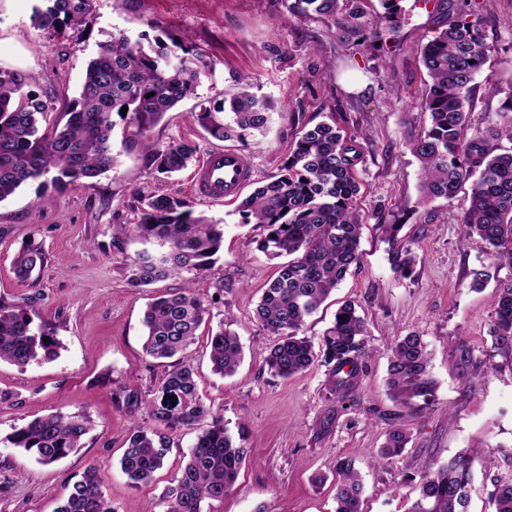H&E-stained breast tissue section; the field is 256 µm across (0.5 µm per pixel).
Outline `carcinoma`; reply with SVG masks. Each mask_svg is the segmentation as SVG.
<instances>
[{"mask_svg": "<svg viewBox=\"0 0 512 512\" xmlns=\"http://www.w3.org/2000/svg\"><path fill=\"white\" fill-rule=\"evenodd\" d=\"M379 2L382 11L372 14L363 0H298L303 12L325 19L340 41L357 46L370 39L388 51L397 46L402 0ZM423 2L432 5L439 27L419 48L427 75L422 108L429 125L410 141V150L420 164L422 200L449 203L471 183L469 206L460 218L462 238L476 236L488 254L512 263V152L498 153L491 144L503 138L512 142V118L486 131L471 130L468 119L475 78L488 58L480 0ZM92 3L39 0L32 26L50 35L66 30L79 34ZM204 67L202 55L184 42L168 45L157 39L146 47L114 34L99 45L88 64L64 126L55 124L44 132L39 120L48 115L47 102L25 90L22 73L0 70V201L30 182L57 187L107 172L116 164L109 146L113 115L142 132L196 94ZM251 88L249 78H240L237 88L224 93L221 105L198 112L200 126L220 141L242 138L247 132L266 134L273 122L272 105L257 98ZM194 152L184 142L151 148L149 163L160 173L173 175L188 167ZM362 161L356 136H343L330 116L303 126L282 173L260 181L238 205L243 223L265 228L261 251L269 257H288L267 282L255 310L262 329L278 337L266 358L268 369L290 378L320 357L330 367V391L341 401L351 397L365 369L364 319L354 304H342L323 335L320 355L301 332L307 318L358 261L362 225L353 210L359 192L354 169ZM399 231L397 224L385 225L388 261L394 272L407 276L415 255L398 239ZM134 232L145 245L130 263V279L137 286L210 270L224 240L222 225L193 215L183 198L166 194L143 198ZM44 261L40 246L30 243L14 261L15 274L26 281ZM494 312L493 346L512 350V285L499 289ZM208 314L205 299L190 286L158 297L144 314L146 355L156 360L175 357L177 362L147 403L155 427L135 426L126 439L120 468L131 486L151 482L164 466L170 432L197 431L180 476L160 497L163 512H202L203 502L224 499L248 459L249 449L235 443L223 419L198 394L187 349ZM58 348L54 331L45 324L34 326L26 307L0 302V362L23 369L56 357ZM241 360L238 335L229 322L219 321L210 341L213 372L231 375ZM387 373V390L396 405L411 417L423 415L437 383L421 336L408 333L397 338ZM90 430L85 414L58 412L26 422L7 441L49 466L82 447ZM407 443L398 418L391 419L382 457L400 455ZM487 460L486 450L474 448L443 463L428 462L420 475L419 495L408 512H466L475 467ZM362 493L360 475L351 461L338 462L335 512H361ZM488 497L494 512H512V479L493 480ZM57 512H115L94 466L72 484Z\"/></svg>", "mask_w": 512, "mask_h": 512, "instance_id": "cac0c4a2", "label": "carcinoma"}]
</instances>
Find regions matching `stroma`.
<instances>
[{
    "instance_id": "stroma-1",
    "label": "stroma",
    "mask_w": 512,
    "mask_h": 512,
    "mask_svg": "<svg viewBox=\"0 0 512 512\" xmlns=\"http://www.w3.org/2000/svg\"><path fill=\"white\" fill-rule=\"evenodd\" d=\"M294 3L94 0L82 34L48 37L31 24L38 0H0V70L25 75L28 89L48 100L51 124L65 122L88 62L112 34L188 41L206 62L196 96L142 136L127 140L123 124H116L113 169L53 192L49 204L35 182L0 202V300L27 306L61 343L53 360L23 369L0 364V512H56L91 464L116 512H160L162 493L181 473L196 440L192 429L172 433L165 464L151 483L130 486L120 470L130 428L153 424L146 403L169 369L168 361L143 351L144 312L156 295L187 282L182 275L143 287L130 282L129 263L141 248L131 227L148 194L182 197L194 214L224 227L217 262L193 282L210 301L211 316L188 353L200 395L250 457L234 489L223 500L204 502V512H334L342 459L352 460L361 476L362 512H408L423 466L471 448L492 455L475 471L468 510L492 512L486 492L493 479L512 477V350L495 349L490 333L493 298L512 283V263L491 258L478 238L462 240L458 218L468 206L467 191L449 203L421 200L419 165L410 152L427 123L417 49L433 36L436 17L422 0H403L400 44L385 55L370 42L341 44ZM482 5L490 51L475 80L470 122L485 128L502 125V106L512 96V0ZM242 76L251 77L255 93L280 113L266 135L228 143L246 156L255 179L279 175L304 124L328 112L350 115L364 147L365 160L356 167L359 261L303 328L320 343L345 301L364 318L367 367L345 403L331 396L322 363L288 379L266 365L276 338L253 312L277 262L258 249L263 228L243 223L235 200L196 195L190 170L169 176L149 165V144L189 143L198 161L218 148L197 114L219 105ZM388 224L400 225L399 239L416 256L411 276L389 264ZM31 240L41 244L46 263L23 282L13 263ZM476 269L488 273L480 288L472 285ZM227 317L243 360L223 377L212 370L209 341ZM411 332L427 345L438 390L423 416L403 418L409 442L387 461L380 450L397 411L386 392L388 359L395 340ZM122 390L138 392L143 406L127 411L115 400ZM57 411L89 416L92 428L78 451L44 466L9 443L15 427Z\"/></svg>"
}]
</instances>
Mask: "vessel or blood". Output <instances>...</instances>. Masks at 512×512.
I'll use <instances>...</instances> for the list:
<instances>
[{"instance_id":"b4317fda","label":"vessel or blood","mask_w":512,"mask_h":512,"mask_svg":"<svg viewBox=\"0 0 512 512\" xmlns=\"http://www.w3.org/2000/svg\"><path fill=\"white\" fill-rule=\"evenodd\" d=\"M251 177V170L236 151L216 150L206 154L195 168L191 186L198 195L221 202L236 195Z\"/></svg>"}]
</instances>
